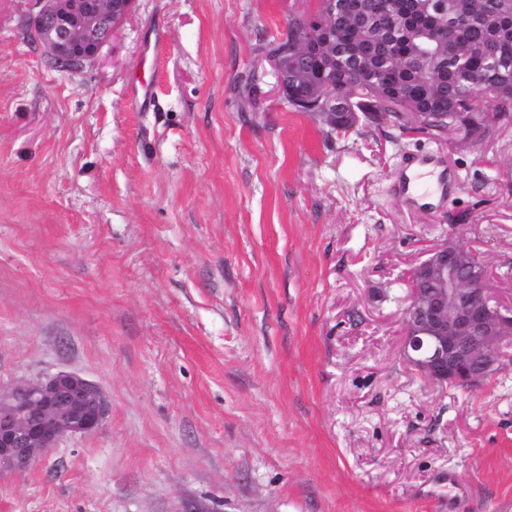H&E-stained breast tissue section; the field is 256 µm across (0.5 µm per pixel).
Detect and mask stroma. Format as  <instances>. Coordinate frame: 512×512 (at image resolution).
<instances>
[{"label":"stroma","mask_w":512,"mask_h":512,"mask_svg":"<svg viewBox=\"0 0 512 512\" xmlns=\"http://www.w3.org/2000/svg\"><path fill=\"white\" fill-rule=\"evenodd\" d=\"M315 6L135 0L66 74L27 35L32 0H0V391L69 371L108 404L98 433L0 476V512L512 504V369L443 390L399 357L437 242L471 240L512 295V123L476 146L326 136L270 65ZM414 148L458 173L447 208L392 197Z\"/></svg>","instance_id":"35a3bbf8"}]
</instances>
